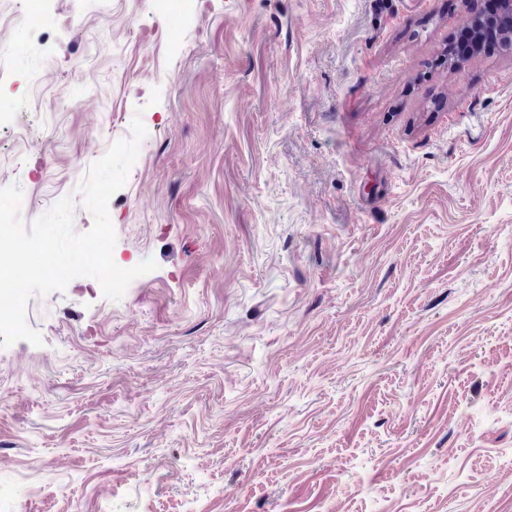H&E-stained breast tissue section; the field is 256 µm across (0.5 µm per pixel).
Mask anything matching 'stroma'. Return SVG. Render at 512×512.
Segmentation results:
<instances>
[{
	"instance_id": "obj_1",
	"label": "stroma",
	"mask_w": 512,
	"mask_h": 512,
	"mask_svg": "<svg viewBox=\"0 0 512 512\" xmlns=\"http://www.w3.org/2000/svg\"><path fill=\"white\" fill-rule=\"evenodd\" d=\"M474 0H24L0 188L110 199L121 301L0 349V512H512V43ZM499 35L491 29L484 27L461 30L448 45V57L450 59H465L474 51L482 47L494 45Z\"/></svg>"
}]
</instances>
